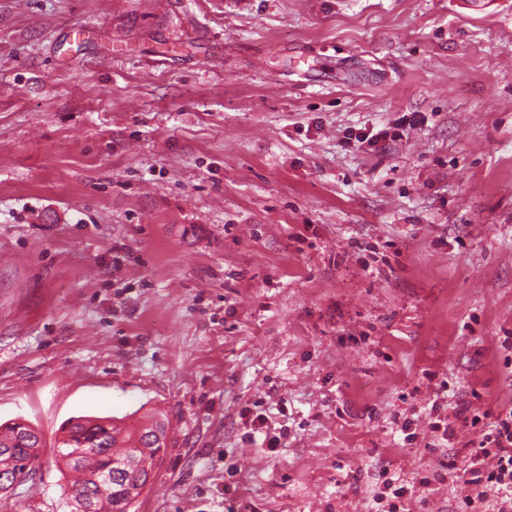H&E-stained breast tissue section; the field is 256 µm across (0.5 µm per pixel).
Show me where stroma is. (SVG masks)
I'll use <instances>...</instances> for the list:
<instances>
[{
  "instance_id": "stroma-1",
  "label": "stroma",
  "mask_w": 512,
  "mask_h": 512,
  "mask_svg": "<svg viewBox=\"0 0 512 512\" xmlns=\"http://www.w3.org/2000/svg\"><path fill=\"white\" fill-rule=\"evenodd\" d=\"M509 358L512 0H0V424L44 446L0 512L153 410L129 512H454ZM396 480L392 479L391 477L386 478L383 482L385 489L388 490V492H384L387 494H381L384 495V497H388L389 504H388V510L383 512H405L407 511L405 509V500L407 499V496L409 495L410 491L408 487L404 484H396Z\"/></svg>"
}]
</instances>
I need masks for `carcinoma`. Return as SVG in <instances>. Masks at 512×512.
<instances>
[{
    "label": "carcinoma",
    "instance_id": "obj_1",
    "mask_svg": "<svg viewBox=\"0 0 512 512\" xmlns=\"http://www.w3.org/2000/svg\"><path fill=\"white\" fill-rule=\"evenodd\" d=\"M165 430V419L155 413L131 428L100 417L69 420L61 428L57 456L78 477L67 485L64 494L71 501H92L94 512H129L148 484L160 453L167 448V443L158 439ZM39 444V436L28 424H1L0 481L11 478L20 484L33 478L36 468L29 449Z\"/></svg>",
    "mask_w": 512,
    "mask_h": 512
}]
</instances>
